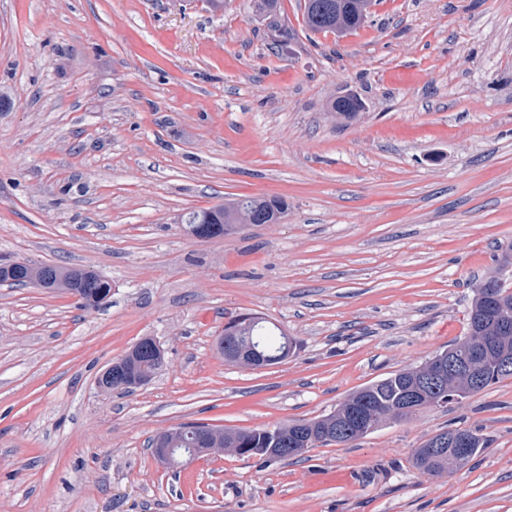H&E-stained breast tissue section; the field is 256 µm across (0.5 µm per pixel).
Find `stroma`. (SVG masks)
<instances>
[{
  "label": "stroma",
  "instance_id": "35a3bbf8",
  "mask_svg": "<svg viewBox=\"0 0 512 512\" xmlns=\"http://www.w3.org/2000/svg\"><path fill=\"white\" fill-rule=\"evenodd\" d=\"M273 45L250 0H0V258L90 266L110 302L0 285V512H512V379L303 459L161 468L187 423L273 427L425 363L467 332L512 252V0H377L344 34ZM353 93L365 109L333 112ZM288 214L212 239L182 215L237 196ZM257 314L298 344L259 368L217 338ZM132 392L98 373L138 340ZM489 446L441 477L434 433ZM441 432L448 435V437L454 434L466 436L471 444V452L468 459L465 462L460 463L469 452L470 444L467 438L457 436L453 441L454 448H452L450 447L449 441L438 439V437L435 436L434 442L429 448L432 441V437H430L420 446V448H416L412 458L413 466L428 475L441 476L444 473H447L450 468L463 467L478 455L483 448H488V440L485 439L483 435L479 434L476 429L456 427L446 429ZM446 444H448V451L443 458L435 459L429 455L427 448H429L430 453L434 455H441L445 451L444 446H446ZM456 448L458 458H456ZM457 459L460 462H458Z\"/></svg>",
  "mask_w": 512,
  "mask_h": 512
}]
</instances>
